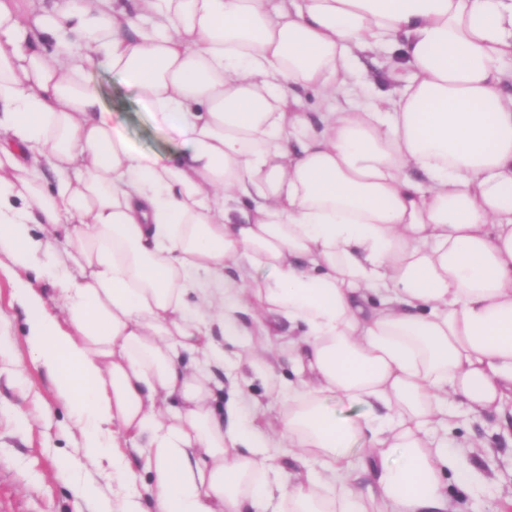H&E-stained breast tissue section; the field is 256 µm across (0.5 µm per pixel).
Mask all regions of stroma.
Masks as SVG:
<instances>
[{
	"label": "stroma",
	"mask_w": 512,
	"mask_h": 512,
	"mask_svg": "<svg viewBox=\"0 0 512 512\" xmlns=\"http://www.w3.org/2000/svg\"><path fill=\"white\" fill-rule=\"evenodd\" d=\"M94 80L104 90V103L141 147L164 149L161 135L140 109L136 93L115 74L101 70ZM25 314L14 295L13 279L0 269V512H94L92 501H80L73 489L81 483L99 487L102 495L123 503L140 502L143 512H153L144 478L120 485L112 468L95 467L82 456L81 434L74 426L66 401L35 363L26 340ZM277 356L271 366L255 373L243 345L225 344L228 361L238 363L239 390L247 403L246 420L272 432L287 410L276 399L281 375L288 372V325L276 326ZM463 428L485 440L470 462L485 478L471 496L454 497L457 512H512V440L500 432L499 421L465 416Z\"/></svg>",
	"instance_id": "35a3bbf8"
}]
</instances>
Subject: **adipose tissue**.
Wrapping results in <instances>:
<instances>
[{
    "mask_svg": "<svg viewBox=\"0 0 512 512\" xmlns=\"http://www.w3.org/2000/svg\"><path fill=\"white\" fill-rule=\"evenodd\" d=\"M368 51L404 85L361 106ZM508 82L512 0H0V256L57 273L63 317L16 292L85 458L131 480L139 449L155 512H450L481 481L460 413L512 415ZM277 314L303 332L270 434L215 372ZM104 90V103L112 109L116 121L121 123L141 147L147 150L167 148L161 135L153 129L145 112L140 109L135 90L112 72L100 70L93 75Z\"/></svg>",
    "mask_w": 512,
    "mask_h": 512,
    "instance_id": "1",
    "label": "adipose tissue"
}]
</instances>
